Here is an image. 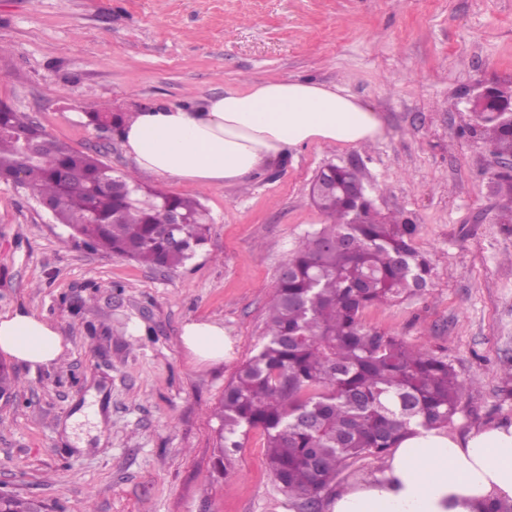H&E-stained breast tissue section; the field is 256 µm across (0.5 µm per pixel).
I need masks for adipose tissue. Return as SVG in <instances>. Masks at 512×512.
I'll return each mask as SVG.
<instances>
[{
    "instance_id": "ef3b65f1",
    "label": "adipose tissue",
    "mask_w": 512,
    "mask_h": 512,
    "mask_svg": "<svg viewBox=\"0 0 512 512\" xmlns=\"http://www.w3.org/2000/svg\"><path fill=\"white\" fill-rule=\"evenodd\" d=\"M381 120L340 87L302 79L247 82L186 106L134 112L118 138L141 173L195 187L232 186L306 144L359 147ZM181 340L198 363L223 362L231 349L221 322L186 321ZM69 347L59 328L24 309L0 315V353L30 367L57 362ZM512 500V423L459 438L415 429L378 471L333 495L327 512H480Z\"/></svg>"
}]
</instances>
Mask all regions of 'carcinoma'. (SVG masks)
<instances>
[{"mask_svg": "<svg viewBox=\"0 0 512 512\" xmlns=\"http://www.w3.org/2000/svg\"><path fill=\"white\" fill-rule=\"evenodd\" d=\"M512 107V87L495 85L481 99L471 132L498 154H512V125L491 116ZM97 127L117 129L118 113L88 105ZM0 173L24 171V188L47 201L57 220L106 251L151 267L174 269L206 240L194 197L160 195L131 206L118 193L94 189L105 163L45 134L17 112H0ZM41 146L35 155L21 141ZM329 222L298 243L268 303L267 341L224 387L214 415L223 456L243 447L254 428L266 435L265 464L301 512H319L322 496L356 459L397 446L412 424L448 426L472 383L448 360L397 336L368 330L364 308L426 289L429 258L413 246L417 230L393 215H369L341 191L313 199ZM196 220L179 247L161 237L170 210ZM358 222L347 223L351 211ZM0 512H46L41 502L0 496Z\"/></svg>", "mask_w": 512, "mask_h": 512, "instance_id": "1", "label": "carcinoma"}]
</instances>
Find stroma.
Listing matches in <instances>:
<instances>
[{
  "label": "stroma",
  "instance_id": "1",
  "mask_svg": "<svg viewBox=\"0 0 512 512\" xmlns=\"http://www.w3.org/2000/svg\"><path fill=\"white\" fill-rule=\"evenodd\" d=\"M335 85L377 112L360 147L310 143L233 187L142 175L79 114L182 106L250 80ZM512 82V0H0V103L115 174L196 195L207 243L175 269L75 239L0 182V314L26 309L68 336L60 362L14 365L0 401V490L64 512H298L265 466L262 430L218 463L212 415L263 341L280 267L326 223L310 201L327 165L355 167L381 214L418 227L425 294L366 308L362 324L447 358L473 380L448 434L512 422V224L495 158L470 132L482 83ZM223 322V363L196 364L190 319ZM96 396L102 428L66 423Z\"/></svg>",
  "mask_w": 512,
  "mask_h": 512
}]
</instances>
